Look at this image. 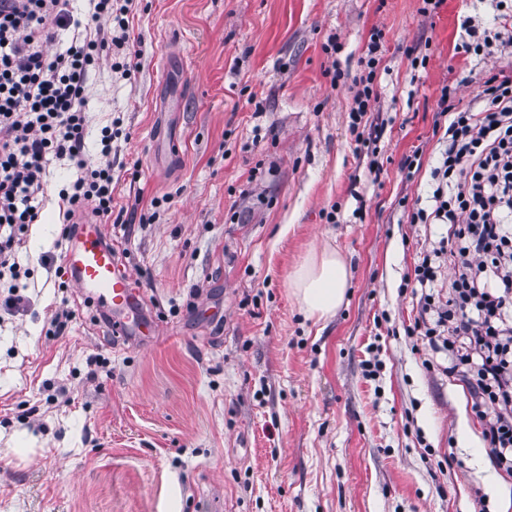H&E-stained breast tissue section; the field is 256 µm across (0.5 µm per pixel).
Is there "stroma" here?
Returning a JSON list of instances; mask_svg holds the SVG:
<instances>
[{
  "label": "stroma",
  "mask_w": 512,
  "mask_h": 512,
  "mask_svg": "<svg viewBox=\"0 0 512 512\" xmlns=\"http://www.w3.org/2000/svg\"><path fill=\"white\" fill-rule=\"evenodd\" d=\"M421 5L139 0V67L92 73L85 154L110 161L115 207L161 200L151 221L107 228L158 337L116 344L59 272L58 193L77 170L52 159L19 276L0 277V302L27 300L0 306V512H501L512 473L494 463L467 383L404 332L421 294L404 279L446 228L408 223L398 201L427 197L441 87L467 108L484 79L512 73V46L460 49L468 24L494 38L496 0ZM376 29L370 155L348 130L352 89L325 71L358 74ZM116 118L129 138L106 159L101 130ZM327 246L351 276L319 322L288 280ZM64 309L74 316L53 334Z\"/></svg>",
  "instance_id": "35a3bbf8"
}]
</instances>
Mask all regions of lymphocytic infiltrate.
<instances>
[{"label": "lymphocytic infiltrate", "mask_w": 512, "mask_h": 512, "mask_svg": "<svg viewBox=\"0 0 512 512\" xmlns=\"http://www.w3.org/2000/svg\"><path fill=\"white\" fill-rule=\"evenodd\" d=\"M76 18L71 0H0V273L14 270L16 247L38 218L50 158H68L78 170L66 203L62 240L76 215L110 221L115 189L111 166L91 165L84 154L82 106L91 67L102 54L111 69L129 75L125 56L135 0H88ZM84 29L83 39L46 54L58 31ZM381 32H373L363 58L366 73L355 82L350 132L358 149L371 140L361 129L375 99L382 63ZM479 109L457 108L450 87L438 99L440 156L431 171L426 206L407 211L412 224H444L446 236L423 249L413 269L420 308L409 336L446 353L450 370L462 373L484 426V441L498 467L512 472V76L482 83ZM453 278L438 286L444 266Z\"/></svg>", "instance_id": "lymphocytic-infiltrate-1"}]
</instances>
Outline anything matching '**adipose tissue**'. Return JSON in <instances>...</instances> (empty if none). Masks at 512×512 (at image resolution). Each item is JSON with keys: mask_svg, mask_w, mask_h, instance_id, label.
<instances>
[{"mask_svg": "<svg viewBox=\"0 0 512 512\" xmlns=\"http://www.w3.org/2000/svg\"><path fill=\"white\" fill-rule=\"evenodd\" d=\"M350 272L335 249L326 247L310 257L292 275L290 287L299 307L311 318L325 320L343 304Z\"/></svg>", "mask_w": 512, "mask_h": 512, "instance_id": "adipose-tissue-1", "label": "adipose tissue"}]
</instances>
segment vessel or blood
Segmentation results:
<instances>
[{
  "label": "vessel or blood",
  "mask_w": 512,
  "mask_h": 512,
  "mask_svg": "<svg viewBox=\"0 0 512 512\" xmlns=\"http://www.w3.org/2000/svg\"><path fill=\"white\" fill-rule=\"evenodd\" d=\"M105 238L101 224L87 221L79 224L68 246L65 262L78 294L109 314L113 336L155 335L153 321L141 311L130 274Z\"/></svg>",
  "instance_id": "vessel-or-blood-1"
}]
</instances>
